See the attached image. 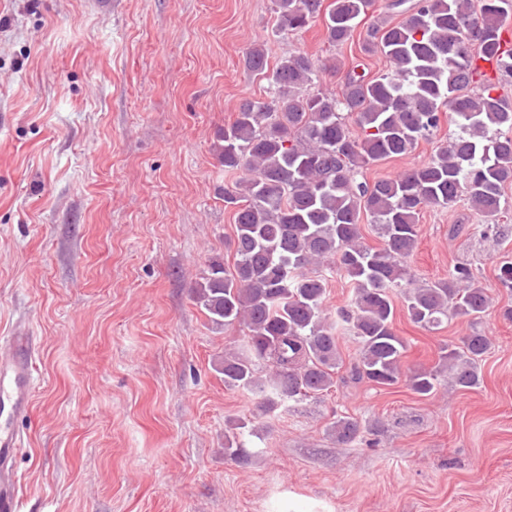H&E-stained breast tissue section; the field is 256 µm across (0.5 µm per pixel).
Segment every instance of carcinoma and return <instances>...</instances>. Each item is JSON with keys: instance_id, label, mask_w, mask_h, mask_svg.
<instances>
[{"instance_id": "obj_1", "label": "carcinoma", "mask_w": 512, "mask_h": 512, "mask_svg": "<svg viewBox=\"0 0 512 512\" xmlns=\"http://www.w3.org/2000/svg\"><path fill=\"white\" fill-rule=\"evenodd\" d=\"M373 2L274 0L283 29L302 31L319 19L332 46L352 40ZM387 9L402 19L373 22L362 51L382 52L390 71L369 78L351 70L341 94H310L335 64L297 52L271 67L265 47L254 46L244 65L267 78L269 91L242 101L217 134L219 162L238 175L224 188V204L234 208L235 263L229 270L211 259L192 293L213 323L241 327V343L224 349V385L259 397L266 412L336 386L342 334L357 345L349 369L355 383L386 388L403 380L420 397L436 394L445 373L457 390L481 384L479 360L492 339L476 329L442 347L437 367L403 372L407 344L394 328L395 300L428 331L456 318L475 326L492 308L466 264L420 282L406 262L423 208L466 204L488 232L512 207L504 195L512 183V104L475 65L496 56L498 74L512 76V49L500 44L512 0H482L477 12L471 0H389ZM353 114L356 132L346 121ZM445 118L456 130L427 163L373 183L358 180L369 166L411 153ZM364 216L378 247L364 241ZM335 272L350 281L353 296L332 315L325 296ZM330 429L341 443L362 433L349 417ZM255 434L250 419L228 422L224 454L248 461Z\"/></svg>"}]
</instances>
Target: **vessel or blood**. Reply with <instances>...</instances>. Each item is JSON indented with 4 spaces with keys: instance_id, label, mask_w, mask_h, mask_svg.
<instances>
[{
    "instance_id": "b4317fda",
    "label": "vessel or blood",
    "mask_w": 512,
    "mask_h": 512,
    "mask_svg": "<svg viewBox=\"0 0 512 512\" xmlns=\"http://www.w3.org/2000/svg\"><path fill=\"white\" fill-rule=\"evenodd\" d=\"M33 339L0 337V400L13 415H25L34 390ZM22 436L12 427H0V512H19L13 463Z\"/></svg>"
}]
</instances>
